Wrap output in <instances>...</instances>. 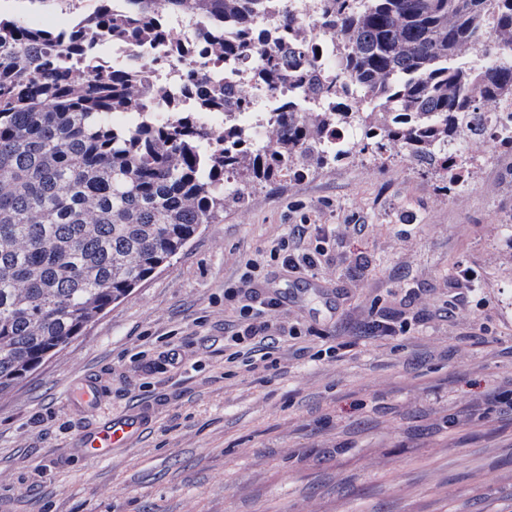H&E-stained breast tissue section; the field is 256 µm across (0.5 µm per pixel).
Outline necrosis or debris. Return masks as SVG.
Listing matches in <instances>:
<instances>
[{
  "label": "necrosis or debris",
  "mask_w": 512,
  "mask_h": 512,
  "mask_svg": "<svg viewBox=\"0 0 512 512\" xmlns=\"http://www.w3.org/2000/svg\"><path fill=\"white\" fill-rule=\"evenodd\" d=\"M169 39L140 44L112 38L108 33H95L83 54L68 58L70 71L76 76L112 71L128 72L136 81L149 87L144 111L157 117L173 112L194 113L198 125L207 133H215L228 125L241 127L252 134L255 144H263L266 131L281 105L294 99L304 112L321 111L331 104L326 92L316 87L295 88L284 84L270 90L253 79V57L225 62L213 52H185L187 44L203 33L224 39L228 32L206 17L185 18L176 13L166 16ZM202 81L227 101L226 107L206 109L186 89L187 78ZM248 91L254 101L250 112L238 111L233 102L240 91Z\"/></svg>",
  "instance_id": "obj_1"
}]
</instances>
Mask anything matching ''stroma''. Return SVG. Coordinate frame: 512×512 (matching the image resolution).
I'll return each instance as SVG.
<instances>
[{
  "label": "stroma",
  "instance_id": "obj_1",
  "mask_svg": "<svg viewBox=\"0 0 512 512\" xmlns=\"http://www.w3.org/2000/svg\"><path fill=\"white\" fill-rule=\"evenodd\" d=\"M403 160L351 163L256 194L0 399V512H512V154L459 201ZM321 224L314 278L265 267L308 353L224 373L245 258ZM471 272L449 287L458 267ZM466 315L448 313L449 303ZM408 317V338L374 321ZM342 344L340 357L314 353ZM101 401H69L85 375ZM145 412L130 448L91 461L80 435Z\"/></svg>",
  "mask_w": 512,
  "mask_h": 512
}]
</instances>
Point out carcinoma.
Segmentation results:
<instances>
[{"instance_id": "1", "label": "carcinoma", "mask_w": 512, "mask_h": 512, "mask_svg": "<svg viewBox=\"0 0 512 512\" xmlns=\"http://www.w3.org/2000/svg\"><path fill=\"white\" fill-rule=\"evenodd\" d=\"M94 2L96 26L134 43L165 36L155 17L167 9L220 15L236 32L215 51L256 57L271 89L310 85L321 47L334 106L283 109L262 147L226 127L210 150L188 112L112 123L143 85L116 71L75 77L63 54L80 35L59 50L43 29L0 18V398L259 189L402 155L455 198L485 150L477 114L496 152L512 153V0H317L316 33L291 0L277 15L267 0H131L124 18ZM263 23L282 28L288 58L262 49ZM338 125L356 142L333 151L326 134ZM229 171L241 173L234 192Z\"/></svg>"}]
</instances>
